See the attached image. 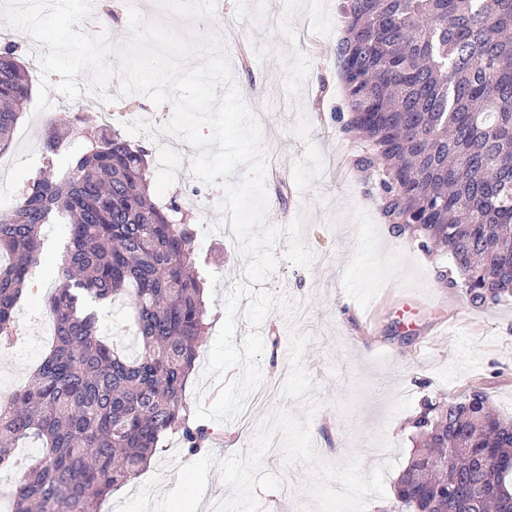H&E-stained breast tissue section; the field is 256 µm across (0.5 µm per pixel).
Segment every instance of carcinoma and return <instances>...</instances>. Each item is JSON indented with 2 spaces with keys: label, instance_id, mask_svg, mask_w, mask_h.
Instances as JSON below:
<instances>
[{
  "label": "carcinoma",
  "instance_id": "obj_1",
  "mask_svg": "<svg viewBox=\"0 0 512 512\" xmlns=\"http://www.w3.org/2000/svg\"><path fill=\"white\" fill-rule=\"evenodd\" d=\"M357 54L344 60L353 133L377 172L385 214L405 220L421 248L448 258L446 288L475 306L512 297V0H347ZM32 95L27 67L0 52V153L10 150ZM66 126L48 122L41 153L54 165ZM62 177L39 171L0 220V339L37 264L42 228L68 224L61 284L46 299L56 336L28 387L0 403V469L20 466L11 512H99L136 479L161 439L179 433L191 454L212 438L190 420L185 389L208 329L192 225L176 202H151L147 151L91 127ZM122 298L137 352L101 339V306ZM411 420L416 451L395 489L421 476L456 485L468 512H512V420L483 390ZM43 441L33 459L15 447ZM460 448L434 467L448 445ZM495 448L502 466L479 467L470 449Z\"/></svg>",
  "mask_w": 512,
  "mask_h": 512
}]
</instances>
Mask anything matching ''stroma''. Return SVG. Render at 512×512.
<instances>
[{
  "label": "stroma",
  "mask_w": 512,
  "mask_h": 512,
  "mask_svg": "<svg viewBox=\"0 0 512 512\" xmlns=\"http://www.w3.org/2000/svg\"><path fill=\"white\" fill-rule=\"evenodd\" d=\"M344 0H329L333 31L314 33L306 16L294 21L297 47L311 61V71L302 96L303 111L312 125L311 138L324 156V169L314 180L316 190L329 203L314 206L303 239L317 260L312 267L280 261L266 289L286 292L302 301L299 330L311 333L312 343L304 356L325 405L314 416L311 435L323 460L340 465L360 455L363 471H370L385 459L393 465L385 472L384 498H370L367 512H402L395 499V486L406 468L415 445L408 420L425 397L449 399L472 382H481L494 409L512 418V300L491 308H477L466 297L443 287L437 278L438 257L428 255L417 241L391 232L373 174L358 170L355 159L365 143L356 135L343 134L337 113L349 110L344 86L339 82V43L345 34L342 23ZM282 0H218L212 23H199L200 31H224L233 24L241 40L271 39L276 47L288 48V41L271 35L263 22L266 14H280ZM233 77L246 104L258 114L270 152V163L279 171L277 179H266L268 221L287 225L299 212L302 197L292 165L304 151V143L293 136L296 114L289 106L282 72L274 58L241 60L235 51L227 53ZM102 100L61 97L57 112L66 114L69 141L58 165L67 168L84 146V131L93 125ZM171 104L154 105L147 97L123 96L112 103V128L124 133L127 123L143 118L155 120L171 113ZM45 117L26 111L13 140L15 162L0 164V202L16 205L19 177L32 173L41 159V136ZM184 164L176 181L164 193V200H176L192 223L216 221V203L221 191L197 180L183 152ZM68 229L63 224L44 228L39 263L31 272V283L39 299L17 308L24 328L14 351H0V398L10 397L28 385L52 335L44 312L43 298L55 288L56 279L47 273L60 265L66 250ZM197 258L205 274V300L211 333L199 349L197 371L186 387L188 404H195V388L214 343L213 334L224 318V302L232 290L244 259L235 243L221 233L197 235ZM265 343L261 366L266 401L249 418L210 428L222 444L214 448L225 459L245 450L257 421L281 402L279 387L288 372L289 331L280 312H272L260 328ZM178 436L165 440V450L155 457L138 480L114 489L102 512H116L125 496L136 494L154 473H163L162 491L174 488L177 464L192 462ZM264 470L287 473L289 486L261 494L262 512H299L300 493L307 470L285 469L280 454L266 455Z\"/></svg>",
  "instance_id": "1"
}]
</instances>
